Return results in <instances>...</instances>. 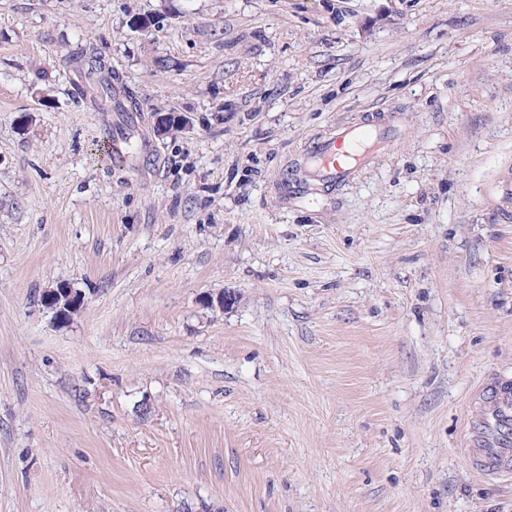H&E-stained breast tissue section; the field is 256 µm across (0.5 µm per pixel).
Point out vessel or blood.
Returning a JSON list of instances; mask_svg holds the SVG:
<instances>
[{
	"mask_svg": "<svg viewBox=\"0 0 512 512\" xmlns=\"http://www.w3.org/2000/svg\"><path fill=\"white\" fill-rule=\"evenodd\" d=\"M396 127L389 122L341 125L312 140L306 149L305 173L297 193L311 186L330 187L352 180L374 152L389 148ZM484 410L478 425L466 433L464 455L481 474L497 477L512 472V381L491 377L483 387Z\"/></svg>",
	"mask_w": 512,
	"mask_h": 512,
	"instance_id": "b4317fda",
	"label": "vessel or blood"
}]
</instances>
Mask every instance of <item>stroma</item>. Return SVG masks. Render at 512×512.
<instances>
[{
    "label": "stroma",
    "mask_w": 512,
    "mask_h": 512,
    "mask_svg": "<svg viewBox=\"0 0 512 512\" xmlns=\"http://www.w3.org/2000/svg\"><path fill=\"white\" fill-rule=\"evenodd\" d=\"M86 40L141 99L122 158ZM382 109L391 149L291 192ZM495 373L512 0H0V512H512L462 454ZM44 300L55 309L56 317L62 321L69 320L83 301L82 295L71 288H59L49 293Z\"/></svg>",
    "instance_id": "1"
}]
</instances>
